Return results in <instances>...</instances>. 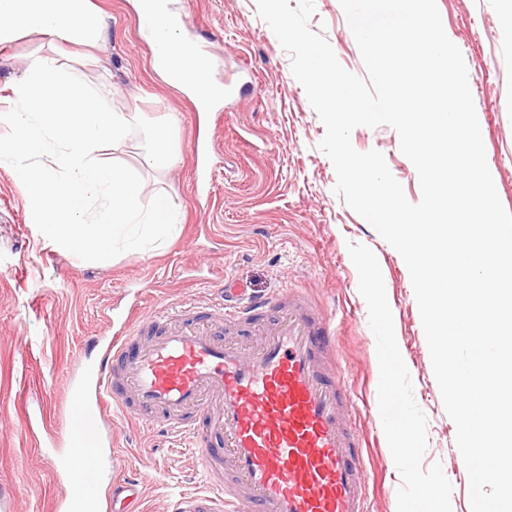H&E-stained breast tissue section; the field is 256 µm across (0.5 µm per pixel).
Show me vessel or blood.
Listing matches in <instances>:
<instances>
[{"label": "vessel or blood", "instance_id": "1", "mask_svg": "<svg viewBox=\"0 0 512 512\" xmlns=\"http://www.w3.org/2000/svg\"><path fill=\"white\" fill-rule=\"evenodd\" d=\"M182 68L210 95L211 61L185 40ZM264 323L255 351L223 340L225 328ZM97 360L84 363L59 422L68 473L63 512L98 503L103 426L113 413L162 422L189 440L205 466L203 489L179 495L171 512H369L363 439L334 363V334L307 298L252 296L238 286L218 305L182 304L141 315L130 307ZM122 512H138L139 490L114 482Z\"/></svg>", "mask_w": 512, "mask_h": 512}]
</instances>
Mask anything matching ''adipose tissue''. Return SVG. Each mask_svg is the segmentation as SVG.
I'll list each match as a JSON object with an SVG mask.
<instances>
[{"instance_id":"obj_1","label":"adipose tissue","mask_w":512,"mask_h":512,"mask_svg":"<svg viewBox=\"0 0 512 512\" xmlns=\"http://www.w3.org/2000/svg\"><path fill=\"white\" fill-rule=\"evenodd\" d=\"M135 8L139 21L152 22L157 31L149 41L153 72L189 95L198 96L195 83L174 73L180 54L179 36L169 31L167 12L147 16L142 0H137ZM33 34L100 50L107 42L108 23L106 16L93 8L91 0H0V45Z\"/></svg>"}]
</instances>
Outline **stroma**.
<instances>
[{"label": "stroma", "mask_w": 512, "mask_h": 512, "mask_svg": "<svg viewBox=\"0 0 512 512\" xmlns=\"http://www.w3.org/2000/svg\"><path fill=\"white\" fill-rule=\"evenodd\" d=\"M108 17L110 50L83 60L69 45L26 37L0 47V114L10 110L7 83L37 55L61 54L118 112L173 119L177 158L144 170L143 201L172 198L178 232L165 242L87 263L55 249L36 228L23 183L0 164V488L12 512H54L63 473L24 422L36 406L61 414L73 373L112 317L140 303L143 314L185 302L216 304L225 281L256 295L292 290L309 297L336 331L335 363L353 397L352 423L367 447L371 512H471L470 484L434 376L409 270L401 255L335 192L336 173L320 150L325 126L291 71V57L259 17L256 0H170L189 5L192 32L214 61V82L237 81L242 94L221 120L197 122L192 99L152 70L150 46L138 39L132 0H93ZM448 38L459 48L480 124L489 170L512 211V15L502 0H437ZM310 30L323 34L341 65L365 76L364 62L340 0H315ZM212 139V195L194 197L197 135ZM360 152L380 151L410 202L421 199L417 171L394 128L356 127ZM377 270L368 279L364 259ZM402 358L399 423L380 414L385 358ZM413 430L417 456L403 469L399 425ZM113 449L125 459L119 478L138 485L141 512H169L180 494L203 486L201 464L161 424L114 415ZM447 486L419 494L436 476Z\"/></svg>", "instance_id": "stroma-1"}]
</instances>
